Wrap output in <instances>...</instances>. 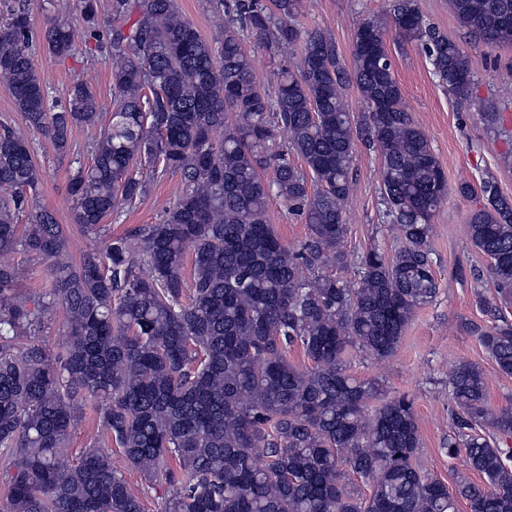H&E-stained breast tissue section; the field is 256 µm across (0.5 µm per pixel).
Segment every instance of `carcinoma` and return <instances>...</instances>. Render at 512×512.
I'll use <instances>...</instances> for the list:
<instances>
[{
  "instance_id": "carcinoma-1",
  "label": "carcinoma",
  "mask_w": 512,
  "mask_h": 512,
  "mask_svg": "<svg viewBox=\"0 0 512 512\" xmlns=\"http://www.w3.org/2000/svg\"><path fill=\"white\" fill-rule=\"evenodd\" d=\"M209 2L224 19L215 45L176 0H112L104 38L98 0H77L94 50L112 61L115 107L91 164L71 178V222L98 235L146 196L143 160L180 178L157 223L72 260L56 213L34 204L42 172L31 142L0 132V257L33 256L50 278L32 298L16 288L17 268L0 261L3 512H144L106 449L61 461L91 408L144 481L166 473V512H456L460 500L469 512H512V448L501 446L512 439V407L491 406L479 366L459 361L448 375L454 431L446 449L486 484L460 472L450 492L417 462L413 400L371 407L376 384L355 378L345 361L351 347L390 358L416 311L438 294L428 239L447 182L405 104L388 24L359 23L349 66L329 35L295 24L302 0ZM451 3L475 40L512 45V0ZM4 7L0 81L27 126L64 155L72 128L97 125L103 107L79 80L51 109L27 50L26 0ZM391 18L439 84L468 97L474 76L463 48L426 24L414 0H393ZM251 37L274 51L300 48L299 71L283 65L273 90L261 86L246 50ZM42 39L59 58L76 51L64 22L51 21ZM351 83L382 160V219L401 241L391 256L364 252L353 281L335 274L348 265L343 206L358 131L343 90ZM277 126L288 134L284 150L273 149ZM272 188L308 225L296 251L267 221ZM480 192L469 236L491 260L499 303L479 300L492 322L476 334L512 376V323L501 313L512 304V202L491 180ZM54 314L65 319L55 351L39 339ZM294 344L311 366L285 358ZM347 469L369 482V495L345 482Z\"/></svg>"
}]
</instances>
